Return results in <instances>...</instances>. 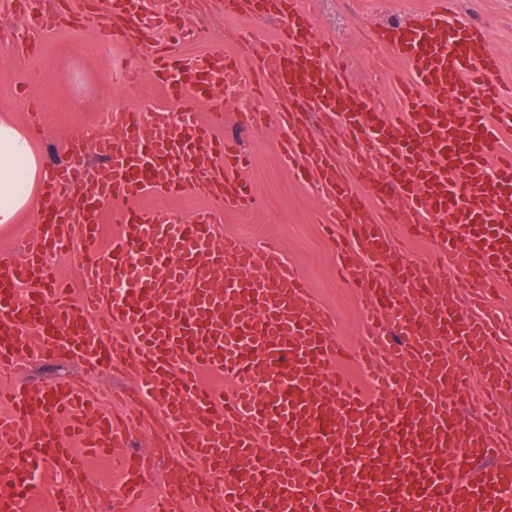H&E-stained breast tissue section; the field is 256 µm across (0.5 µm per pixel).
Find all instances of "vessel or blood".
Segmentation results:
<instances>
[{
  "label": "vessel or blood",
  "mask_w": 512,
  "mask_h": 512,
  "mask_svg": "<svg viewBox=\"0 0 512 512\" xmlns=\"http://www.w3.org/2000/svg\"><path fill=\"white\" fill-rule=\"evenodd\" d=\"M297 0H224L225 11L281 26L254 46V72L277 105L281 162L317 191L324 221L341 225L340 268L360 291L365 366L372 391L331 374L339 355L333 317L276 245L215 240L201 214L178 219L135 200L206 188L225 211L254 203L240 176L244 157L215 139L199 102L245 85L218 53L186 56L171 39L212 0H112L113 38L144 51L176 104L116 107L110 131L77 137L39 202V232L23 262L0 266V375L23 360H73L85 373L129 370L137 402L118 425L84 384L20 385L0 413V512H24L40 494L33 465L70 475L55 486L58 512H83L91 484L74 443L98 452L125 446L144 413L169 430L162 448L120 456L121 471L152 473L158 456L184 449L167 473L157 512H512V429L497 409L512 401L502 329L479 314L483 297L512 284V86L478 26H449L447 0L378 32L405 62L403 111L374 106L350 88L335 45L316 37ZM31 29L60 26L56 10L13 0ZM353 160L342 176L336 145ZM101 164L88 161V154ZM405 217V238L430 239L472 284L463 305L457 278L436 279L386 232ZM118 229L109 248L99 226ZM80 247L81 299H71L46 257ZM133 279L127 298L113 280ZM108 318L94 322L92 313ZM488 379L475 424L460 415L468 370ZM234 385L232 398L197 380ZM140 488L120 480L112 512H131Z\"/></svg>",
  "instance_id": "1"
}]
</instances>
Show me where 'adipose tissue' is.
Returning a JSON list of instances; mask_svg holds the SVG:
<instances>
[{
  "label": "adipose tissue",
  "instance_id": "ef3b65f1",
  "mask_svg": "<svg viewBox=\"0 0 512 512\" xmlns=\"http://www.w3.org/2000/svg\"><path fill=\"white\" fill-rule=\"evenodd\" d=\"M51 177L30 135L6 117L0 118V224L15 223L30 208L40 187Z\"/></svg>",
  "mask_w": 512,
  "mask_h": 512
}]
</instances>
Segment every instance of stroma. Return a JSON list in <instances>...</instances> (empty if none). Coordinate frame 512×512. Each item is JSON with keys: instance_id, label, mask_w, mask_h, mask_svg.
Returning a JSON list of instances; mask_svg holds the SVG:
<instances>
[{"instance_id": "obj_1", "label": "stroma", "mask_w": 512, "mask_h": 512, "mask_svg": "<svg viewBox=\"0 0 512 512\" xmlns=\"http://www.w3.org/2000/svg\"><path fill=\"white\" fill-rule=\"evenodd\" d=\"M43 8L77 14L57 31L43 35L25 31L10 0H0V115H9L23 128L38 124L32 140L48 169L66 157L67 142L77 133L104 128V112L116 106H163L162 86L146 71V54L113 40L107 21L93 18L85 0H40ZM429 0H300L313 16L321 41L336 44L350 85L375 88L379 101L396 104L389 82L391 73H405L406 65L375 39L376 29L391 21L404 22L424 11ZM451 22L475 24L486 31L502 59L500 79L512 83V0H448ZM239 18L225 14L223 5L200 13L197 34L179 45L181 53L218 52L238 59L233 37ZM125 66L142 68L135 83L122 86L113 73ZM213 133L231 140L247 157L241 177L255 202L245 213L225 212L205 189L171 195L166 207L180 216L207 211L214 218L216 238L231 233L246 245L274 241L288 263L302 274L316 301L335 319L334 338L344 352L335 372L368 386L367 372L353 354L363 317L357 288L338 275L336 241L341 232L323 222L317 194L300 182L277 155L278 129L272 122L258 128L240 126L222 95L198 107ZM33 211L20 214L16 223L0 226V262L23 259L26 240L38 233ZM86 379L90 388L106 393L114 389L137 391L135 374L121 371L83 377L72 361H30L21 377L24 383Z\"/></svg>"}]
</instances>
